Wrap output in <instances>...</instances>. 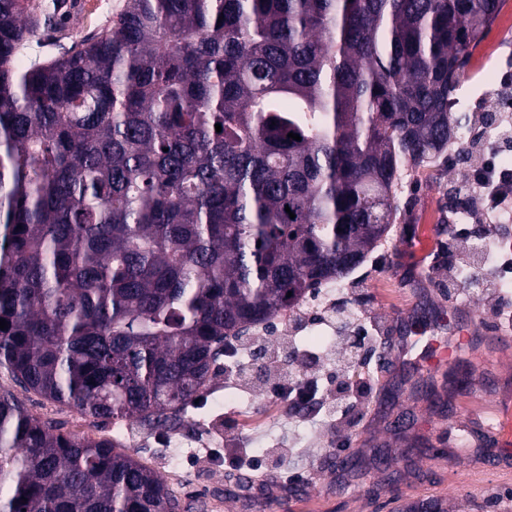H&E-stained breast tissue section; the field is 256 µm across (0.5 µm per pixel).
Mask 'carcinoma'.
<instances>
[{"mask_svg": "<svg viewBox=\"0 0 512 512\" xmlns=\"http://www.w3.org/2000/svg\"><path fill=\"white\" fill-rule=\"evenodd\" d=\"M503 2L123 0L41 58L54 17L0 0V367L94 421L169 428L230 333L389 235ZM179 508L118 441L0 392V512Z\"/></svg>", "mask_w": 512, "mask_h": 512, "instance_id": "carcinoma-1", "label": "carcinoma"}]
</instances>
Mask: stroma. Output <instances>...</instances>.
<instances>
[{
  "mask_svg": "<svg viewBox=\"0 0 512 512\" xmlns=\"http://www.w3.org/2000/svg\"><path fill=\"white\" fill-rule=\"evenodd\" d=\"M123 0H83L74 12H62L58 37L101 32L116 16ZM512 69V0L505 4L472 50L469 79L458 92L456 112L473 113L496 97L500 74ZM477 134L475 126L462 130L449 144L436 167L406 169L397 193L398 218L386 245L344 279L336 299L346 301L351 330L389 338L402 318H433L455 305L448 297V269L442 256L451 237L449 225L463 223V211L451 203L468 180L465 156ZM363 366L341 386L354 389L358 400L338 430L322 427L312 417L289 415L280 398L260 385L252 392L224 379L227 359L213 368L212 390L204 407L190 408L163 434L149 435L138 423L90 425L73 408L22 389L0 368V390L13 393L28 412L62 424L74 435L112 436L121 433L133 443L132 454L165 477L181 504L218 494L237 476L235 461L225 449L244 443L261 465L251 474L249 494L263 500L278 492L275 512H398L400 506L427 498L462 502V512H512V470L499 472L501 461L512 462V427H502L493 444H485L483 429L492 418L507 413L512 401V349L499 351L492 363L481 352L461 346L446 369L430 375L415 365L380 362L377 352L362 355ZM480 379V386L464 388L446 408L435 407L434 394L449 392L456 380ZM409 416L408 428L394 434L391 424ZM459 417L465 428L437 431L432 421ZM387 448L389 463L366 458L373 446ZM285 456H276V449ZM358 458V474L341 477L339 462ZM305 473L307 485L291 495L281 494L284 471ZM404 474L391 480L393 471ZM377 497L367 498L370 484Z\"/></svg>",
  "mask_w": 512,
  "mask_h": 512,
  "instance_id": "1",
  "label": "stroma"
}]
</instances>
